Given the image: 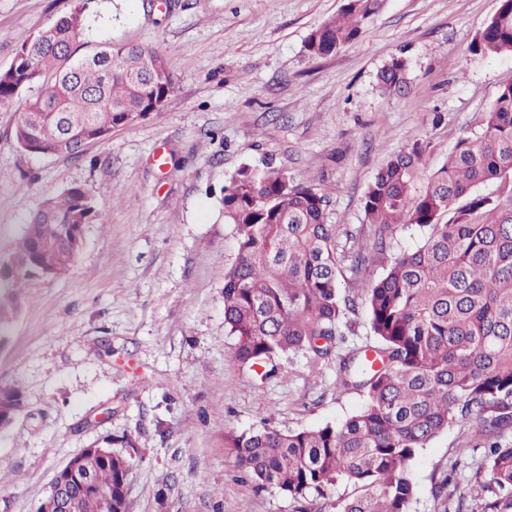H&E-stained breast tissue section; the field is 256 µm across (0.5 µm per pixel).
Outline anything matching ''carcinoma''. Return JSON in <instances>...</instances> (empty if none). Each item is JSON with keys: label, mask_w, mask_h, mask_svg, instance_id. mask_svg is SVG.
<instances>
[{"label": "carcinoma", "mask_w": 512, "mask_h": 512, "mask_svg": "<svg viewBox=\"0 0 512 512\" xmlns=\"http://www.w3.org/2000/svg\"><path fill=\"white\" fill-rule=\"evenodd\" d=\"M386 0H346L344 8L309 35L312 57L352 44ZM84 25L75 11L34 35L0 71V103L25 86L42 92L21 112L15 137L34 156L80 157L84 146L112 129L163 111L173 80L163 52L113 43L80 58L73 47ZM473 51L512 53V0L478 32ZM408 62L394 58L377 74L382 94L406 85ZM428 145L415 140L374 175L363 197L375 239L353 234L346 248L340 225L328 222L327 201L296 184L271 162L245 164L224 185V218L235 225L238 252L224 273V325L235 337L243 367L275 372L278 362L307 352L327 359L344 340L348 315L364 306L375 344L342 357L336 391L355 390L363 404L351 416L284 431L264 425L233 436L238 467L261 489L308 501L303 512H409L419 451L454 423L475 420L472 431L488 448L473 474L481 493L474 512H512V83L459 137L445 163L416 195L412 184ZM494 186L487 193L482 186ZM97 216L90 192L70 187L32 213L17 245L12 278L0 279V331L13 319L12 291L29 276L60 277L83 246L84 226ZM422 233L416 248L392 258L374 282L342 286L357 274L366 252L385 253L397 227ZM16 389L0 391V409L20 408ZM81 468L96 487L120 502L132 465L82 454ZM339 484L354 494L327 503ZM78 512H107L93 493L76 496Z\"/></svg>", "instance_id": "1"}]
</instances>
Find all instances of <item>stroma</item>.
Returning a JSON list of instances; mask_svg holds the SVG:
<instances>
[{"label": "stroma", "instance_id": "obj_1", "mask_svg": "<svg viewBox=\"0 0 512 512\" xmlns=\"http://www.w3.org/2000/svg\"><path fill=\"white\" fill-rule=\"evenodd\" d=\"M345 0H0V71L21 42L81 11L83 56L108 42L156 45L174 91L162 112L82 157H34L15 139L22 88L0 104V263L10 262L31 213L80 186L97 217L65 276L25 279L7 336L0 388L22 407L0 431V512H37L55 472L106 439L130 457L128 512H301L260 491L231 436L269 424L337 422L363 403L337 392V362L307 353L259 379L233 359L224 326V273L237 233L223 188L264 161L325 195L331 223L366 226L362 199L387 158L429 142L423 188L459 136L512 82V54L471 46L499 0H387L357 40L328 57L306 51L312 30ZM407 60L406 89L382 96L377 73ZM455 424L420 450L411 512H471L480 448L461 450ZM131 436L133 446L119 444ZM449 477L448 497L432 494Z\"/></svg>", "mask_w": 512, "mask_h": 512}]
</instances>
